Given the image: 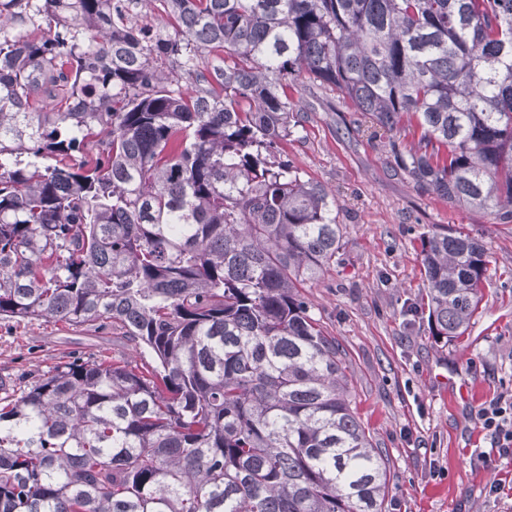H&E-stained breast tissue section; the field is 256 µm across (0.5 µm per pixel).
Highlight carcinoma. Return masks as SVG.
Instances as JSON below:
<instances>
[{"mask_svg":"<svg viewBox=\"0 0 512 512\" xmlns=\"http://www.w3.org/2000/svg\"><path fill=\"white\" fill-rule=\"evenodd\" d=\"M302 75L419 189L512 222V0H0V317L132 350L0 378V512H385L301 292L345 229L281 159ZM421 261L431 336L465 335L484 246L442 228Z\"/></svg>","mask_w":512,"mask_h":512,"instance_id":"1","label":"carcinoma"}]
</instances>
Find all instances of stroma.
Instances as JSON below:
<instances>
[{
  "instance_id": "obj_1",
  "label": "stroma",
  "mask_w": 512,
  "mask_h": 512,
  "mask_svg": "<svg viewBox=\"0 0 512 512\" xmlns=\"http://www.w3.org/2000/svg\"><path fill=\"white\" fill-rule=\"evenodd\" d=\"M305 128L285 160L336 194L346 233L339 262L307 288L313 312L342 351L352 405L386 453V512H512V459L488 450L475 416L512 394V223L448 206L419 191L387 150L350 125L336 93L297 78L290 90ZM483 244L489 278L467 333L431 336L420 239L438 228ZM112 329L0 318V377H30L62 359L117 357Z\"/></svg>"
}]
</instances>
